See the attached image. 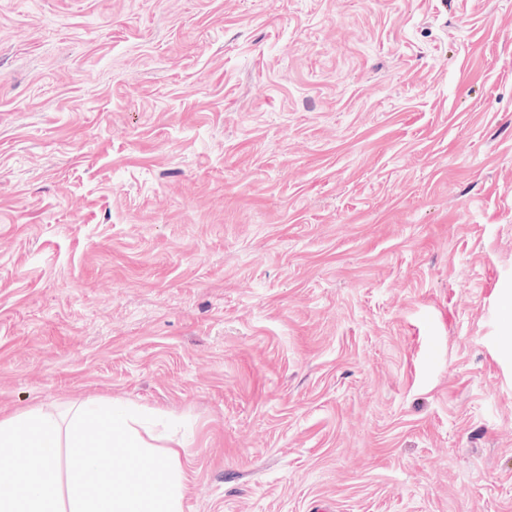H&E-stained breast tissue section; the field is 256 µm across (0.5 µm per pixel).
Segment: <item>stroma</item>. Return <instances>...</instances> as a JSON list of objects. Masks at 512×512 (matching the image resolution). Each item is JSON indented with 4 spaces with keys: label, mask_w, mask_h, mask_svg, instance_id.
Here are the masks:
<instances>
[{
    "label": "stroma",
    "mask_w": 512,
    "mask_h": 512,
    "mask_svg": "<svg viewBox=\"0 0 512 512\" xmlns=\"http://www.w3.org/2000/svg\"><path fill=\"white\" fill-rule=\"evenodd\" d=\"M91 400L184 512H512V0H0V412Z\"/></svg>",
    "instance_id": "1"
}]
</instances>
